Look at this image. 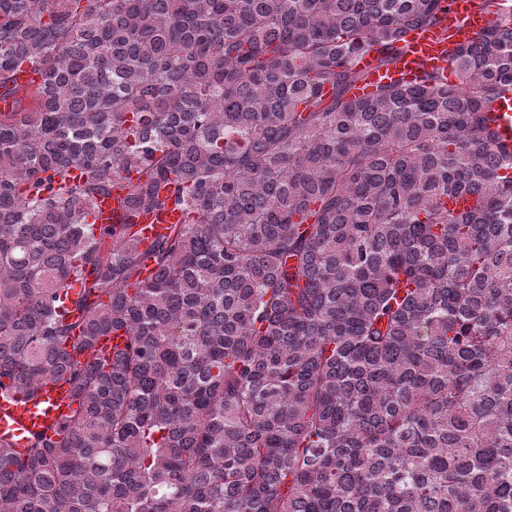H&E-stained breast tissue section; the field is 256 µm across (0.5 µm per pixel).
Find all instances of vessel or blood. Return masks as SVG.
I'll list each match as a JSON object with an SVG mask.
<instances>
[{"instance_id":"b4317fda","label":"vessel or blood","mask_w":512,"mask_h":512,"mask_svg":"<svg viewBox=\"0 0 512 512\" xmlns=\"http://www.w3.org/2000/svg\"><path fill=\"white\" fill-rule=\"evenodd\" d=\"M490 22V16L477 8L476 0H448L440 26L409 31V45L392 70L375 69L374 56L370 53L359 58L358 65L368 70L374 83L388 79L408 82L424 70H435L444 75L450 67L452 49L473 43ZM492 113L501 141L512 148V92L494 103ZM124 185V179L115 181L111 199L99 201L89 217L90 223H109L111 203L124 197ZM184 220L183 213L178 210L162 214L140 213L135 218V229L141 248H148L166 233L169 225ZM72 400V388L62 378L49 380L31 393L0 390V438L10 441L15 450H24L30 435H52L54 424L69 415Z\"/></svg>"}]
</instances>
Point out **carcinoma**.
<instances>
[{
  "label": "carcinoma",
  "instance_id": "obj_1",
  "mask_svg": "<svg viewBox=\"0 0 512 512\" xmlns=\"http://www.w3.org/2000/svg\"><path fill=\"white\" fill-rule=\"evenodd\" d=\"M445 2L0 0V388L75 402L0 512H512V0L454 84L356 67ZM492 113L496 117L495 128L501 141L512 150V91L493 104ZM135 174L132 173H123V177L119 178L115 181L112 189V205L109 199L99 201L97 208L89 216L88 221L92 224H109L111 219V207L112 214L116 213L115 209L118 207V202L125 195L124 185L126 177H134ZM131 216L136 222L134 230L138 232L142 250H146L156 238L165 234L169 224H182L185 220L180 210H171L163 214L142 212L138 216Z\"/></svg>",
  "mask_w": 512,
  "mask_h": 512
}]
</instances>
